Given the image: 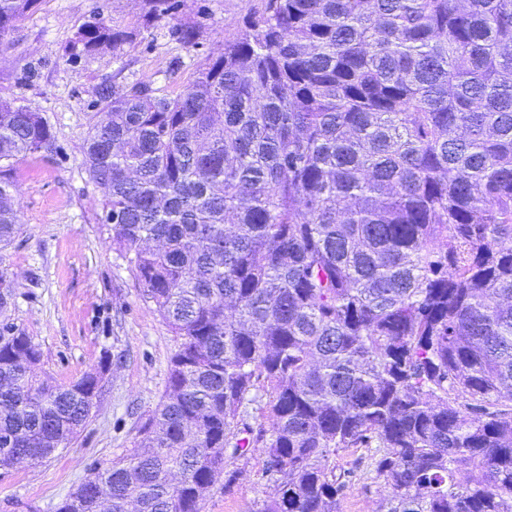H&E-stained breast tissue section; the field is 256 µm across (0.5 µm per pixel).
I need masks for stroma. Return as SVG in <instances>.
I'll use <instances>...</instances> for the list:
<instances>
[{"label": "stroma", "instance_id": "1", "mask_svg": "<svg viewBox=\"0 0 512 512\" xmlns=\"http://www.w3.org/2000/svg\"><path fill=\"white\" fill-rule=\"evenodd\" d=\"M261 0H182L177 18L201 23L198 46L183 45L168 25L144 24L138 0H40L0 44V100L39 113L55 150L15 163L22 227L0 251L11 290L7 311L42 353L41 371L67 385L102 370L103 388L77 439L37 463L0 470V512H55L91 468L132 453L139 429L161 400L178 341L144 298V287L112 245L102 221V191L82 168L80 148L93 122L96 89L152 82L173 94L189 83L198 62L219 52ZM132 35L122 54L70 58L66 43L94 15ZM367 451L336 462L356 470L341 512H377L383 489L373 483ZM232 490L216 485L201 512H258L269 493L260 452L230 460Z\"/></svg>", "mask_w": 512, "mask_h": 512}]
</instances>
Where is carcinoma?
<instances>
[{
  "label": "carcinoma",
  "instance_id": "cac0c4a2",
  "mask_svg": "<svg viewBox=\"0 0 512 512\" xmlns=\"http://www.w3.org/2000/svg\"><path fill=\"white\" fill-rule=\"evenodd\" d=\"M38 2L0 0V46ZM141 2L174 18L175 0ZM130 41L96 17L71 48ZM95 107L85 172L179 344L139 450L57 512L101 495L200 512L257 449L259 512H340L350 448L380 512H512V0H263L175 96L105 83ZM53 149L39 113L0 100V250L22 227L14 162ZM7 330L0 437L43 460L95 381L49 384Z\"/></svg>",
  "mask_w": 512,
  "mask_h": 512
}]
</instances>
